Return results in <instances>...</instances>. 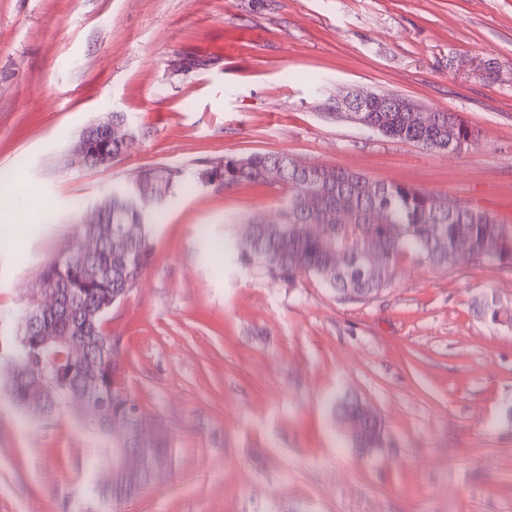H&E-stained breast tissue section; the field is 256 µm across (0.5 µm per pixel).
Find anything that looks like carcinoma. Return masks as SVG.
<instances>
[{"instance_id": "carcinoma-1", "label": "carcinoma", "mask_w": 512, "mask_h": 512, "mask_svg": "<svg viewBox=\"0 0 512 512\" xmlns=\"http://www.w3.org/2000/svg\"><path fill=\"white\" fill-rule=\"evenodd\" d=\"M365 117L380 134L412 141L426 149L432 150L435 142L448 138L450 115L446 112L436 113L437 122L426 129L408 125L405 112H367ZM215 169L220 171L226 186L242 181L264 184L269 182L273 170L279 172L278 186L287 192L279 221H250L247 234L238 244L239 261L265 277L291 283L303 274L312 275L344 300L349 292L368 298L387 288L395 279L400 260L406 256L436 267L449 266L460 241L469 244L478 261L512 264V228L487 213L464 208L450 210L441 205L442 198L407 184L377 183L374 192L368 193L365 185L370 179L362 174L327 166L300 169L292 158L281 153L226 157L198 169L192 179L204 185L206 176ZM151 172L153 169H145L135 182L112 188V211L104 213L106 224L97 229L100 236L93 253L84 255L82 239L77 237L63 241L60 246L77 265L84 262L92 267L112 268V278L83 284L91 304L99 305L108 296L112 297V304H119L138 287L151 264L148 213L134 201L136 182ZM311 182L320 184V190L314 194L308 193ZM180 185L187 186L185 173L177 168L168 169L154 204H165ZM479 309L493 322L512 325V310L494 298H483ZM82 315V308L73 307L44 318V323L65 333L75 327ZM39 357L65 376L64 384L50 386L42 395L23 376V371ZM96 359L97 348L92 342L84 347L79 358L72 356L64 344L49 349L39 347V341L27 335L21 317L11 342L8 396L20 408L33 406L51 415L75 399L86 368ZM117 369L109 360L98 363L106 385L114 379ZM136 407L138 403L130 394L114 401L112 419L119 418L127 424ZM148 447L152 451L139 473L130 476L111 472L105 483L93 482V491L108 502L112 512H121L127 498L145 492L165 475L171 457L168 435L158 432Z\"/></svg>"}]
</instances>
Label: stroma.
Segmentation results:
<instances>
[{
	"instance_id": "35a3bbf8",
	"label": "stroma",
	"mask_w": 512,
	"mask_h": 512,
	"mask_svg": "<svg viewBox=\"0 0 512 512\" xmlns=\"http://www.w3.org/2000/svg\"><path fill=\"white\" fill-rule=\"evenodd\" d=\"M352 90L452 113L473 139L443 153L329 115ZM112 112L134 147L72 166ZM253 153L512 225V0H0V316L27 307L112 186ZM285 201L275 185L195 184L159 207L151 265L104 332L173 463L122 512H512V328L475 307H512V267L407 260L377 296L342 301L237 262L246 221H278ZM341 400L377 412L383 447H354ZM87 420L0 389V512H109L88 483L117 437Z\"/></svg>"
}]
</instances>
